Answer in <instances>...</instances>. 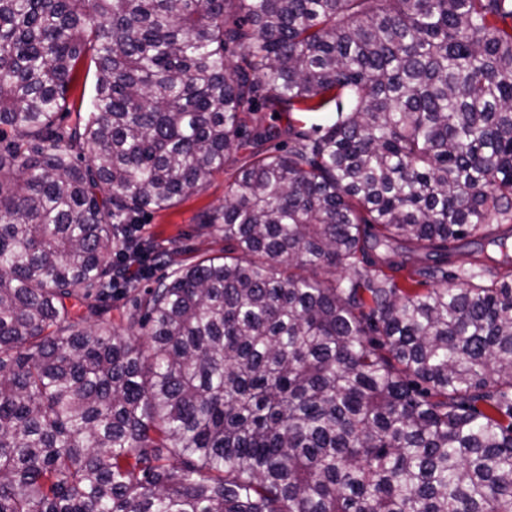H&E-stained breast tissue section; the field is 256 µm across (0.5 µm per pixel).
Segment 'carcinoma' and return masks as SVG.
Here are the masks:
<instances>
[{
	"label": "carcinoma",
	"instance_id": "obj_1",
	"mask_svg": "<svg viewBox=\"0 0 512 512\" xmlns=\"http://www.w3.org/2000/svg\"><path fill=\"white\" fill-rule=\"evenodd\" d=\"M0 126V512H512V0H0ZM94 82L95 75L93 66L89 69V61H82L78 68L77 78L68 92V102L73 106V114L74 110L79 109L81 112H86L93 94ZM235 166H226L225 172L216 175L198 193L166 210L149 211L140 218L142 233L159 241L178 240L191 247L190 251L176 256L180 261H196L215 256L224 250V236L215 228L203 227L198 216L206 209L224 203L227 185ZM511 238L508 249L502 250L488 239L476 240L475 243L462 245L456 249L449 259L448 269H459L478 272L482 265L486 269L484 280L491 276H507L512 273Z\"/></svg>",
	"mask_w": 512,
	"mask_h": 512
}]
</instances>
